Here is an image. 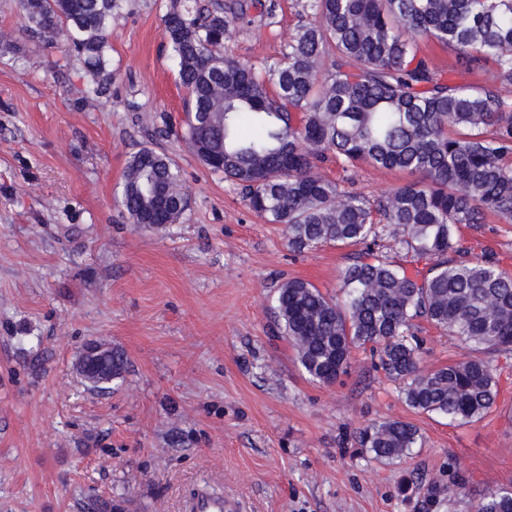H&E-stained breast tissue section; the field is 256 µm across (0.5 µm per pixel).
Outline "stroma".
Instances as JSON below:
<instances>
[{"mask_svg":"<svg viewBox=\"0 0 512 512\" xmlns=\"http://www.w3.org/2000/svg\"><path fill=\"white\" fill-rule=\"evenodd\" d=\"M170 0H123L112 18L108 97L63 44L28 40L16 0H0V512H186L205 487L237 512H474L512 487V354L488 352L500 394L465 423L415 411L378 358L355 351L335 384L312 382L274 331L273 297L299 278L336 294L354 247L297 251L284 225L251 211L181 136L186 92L166 41ZM224 42L255 64L281 56L309 21L306 0H241ZM169 155L187 205L161 230L131 224L118 199L141 148ZM323 172L375 199L408 181L368 165ZM472 255L512 272V224L461 229ZM421 369L470 351L420 325ZM121 347L123 379L94 389L75 368L89 340ZM416 425L422 441L384 461L362 428ZM411 481L418 490L399 492Z\"/></svg>","mask_w":512,"mask_h":512,"instance_id":"35a3bbf8","label":"stroma"}]
</instances>
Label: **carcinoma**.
<instances>
[{"label": "carcinoma", "instance_id": "1", "mask_svg": "<svg viewBox=\"0 0 512 512\" xmlns=\"http://www.w3.org/2000/svg\"><path fill=\"white\" fill-rule=\"evenodd\" d=\"M22 30L105 71L119 0H19ZM282 57L264 71L224 52L239 17L224 0H171L164 33L187 94L184 137L200 161L239 187L250 210L282 224L298 251L361 245L341 273L342 297L289 280L273 314L298 363L333 384L352 354L378 355L406 381V404L450 420L481 419L499 395L496 369L481 358L425 371L414 321L474 350L512 352V273L493 254L469 255L460 226L491 213L512 223V0H308ZM427 39L459 54L465 70L491 62L490 87L446 80L422 54ZM406 170L416 179L369 199L340 189L321 169ZM186 206L178 167L143 148L127 163L120 204L131 223L161 228L158 204ZM394 240L413 274L378 256ZM128 358L112 348V379ZM413 424L389 420L359 431L358 447L393 461L416 447ZM476 512H512V487L486 489Z\"/></svg>", "mask_w": 512, "mask_h": 512}]
</instances>
